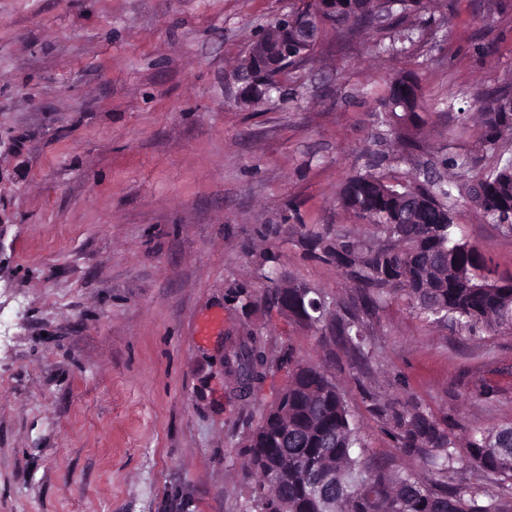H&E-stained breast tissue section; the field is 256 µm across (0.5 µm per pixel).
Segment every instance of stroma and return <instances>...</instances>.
I'll use <instances>...</instances> for the list:
<instances>
[{
  "instance_id": "obj_1",
  "label": "stroma",
  "mask_w": 512,
  "mask_h": 512,
  "mask_svg": "<svg viewBox=\"0 0 512 512\" xmlns=\"http://www.w3.org/2000/svg\"><path fill=\"white\" fill-rule=\"evenodd\" d=\"M287 6L0 0V512H248L244 439L285 373L239 400L229 336L322 366L368 455L397 470L418 460L386 431L385 400L413 399L461 439L512 423V330L468 336L400 297L365 303L301 244L370 234L336 195L399 151L377 120L397 74L417 78L425 124L385 176L422 173L443 144L485 169L512 157L510 141L485 149L478 123L486 94L512 93V0L349 21L283 92L240 106L233 72ZM455 222L511 280L512 235L465 204ZM288 281L359 314L371 357L281 315L269 295Z\"/></svg>"
}]
</instances>
